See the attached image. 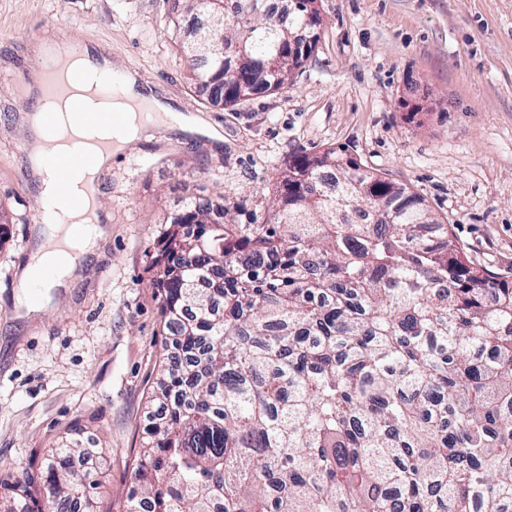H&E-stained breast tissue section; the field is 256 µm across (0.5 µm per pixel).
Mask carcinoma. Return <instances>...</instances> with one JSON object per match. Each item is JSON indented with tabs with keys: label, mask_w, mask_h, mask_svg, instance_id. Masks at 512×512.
Segmentation results:
<instances>
[{
	"label": "carcinoma",
	"mask_w": 512,
	"mask_h": 512,
	"mask_svg": "<svg viewBox=\"0 0 512 512\" xmlns=\"http://www.w3.org/2000/svg\"><path fill=\"white\" fill-rule=\"evenodd\" d=\"M188 79L237 106L313 51L288 19L185 0ZM263 224L187 195L156 286L175 350L128 512H512V281L471 266L422 201L330 147L291 161ZM492 293L490 302L486 295ZM52 448L0 512H93Z\"/></svg>",
	"instance_id": "1"
}]
</instances>
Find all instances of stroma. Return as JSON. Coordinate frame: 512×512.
Masks as SVG:
<instances>
[{
	"label": "stroma",
	"mask_w": 512,
	"mask_h": 512,
	"mask_svg": "<svg viewBox=\"0 0 512 512\" xmlns=\"http://www.w3.org/2000/svg\"><path fill=\"white\" fill-rule=\"evenodd\" d=\"M184 0H0V496L62 441L99 443L96 512H125L162 349L148 266L187 194L242 204L262 223L289 162L329 146L415 193L468 258L512 280V0H317L316 47L286 89L235 107L190 86L172 40ZM121 59L215 142L163 127L114 157L99 189L111 231L80 277L27 313L21 273L40 230L19 119L39 96L31 46Z\"/></svg>",
	"instance_id": "35a3bbf8"
}]
</instances>
